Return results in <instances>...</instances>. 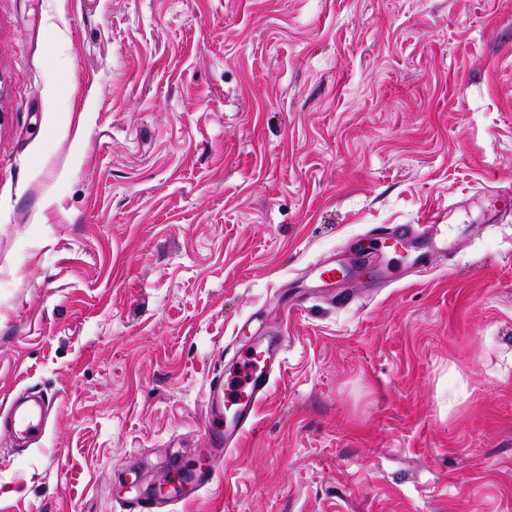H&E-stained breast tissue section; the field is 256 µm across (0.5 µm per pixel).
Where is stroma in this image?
Listing matches in <instances>:
<instances>
[{"label": "stroma", "instance_id": "obj_1", "mask_svg": "<svg viewBox=\"0 0 512 512\" xmlns=\"http://www.w3.org/2000/svg\"><path fill=\"white\" fill-rule=\"evenodd\" d=\"M512 0H0V512H121L209 460L224 346L288 324L176 512H512ZM442 213L431 269L320 257ZM342 274V266L332 255L324 258L311 269V280L316 285L315 288H327L333 285L336 278ZM288 330L283 323L266 336H259L240 351L224 374H214L205 398L204 429L210 447L206 466L180 470L166 493L147 487L127 501L126 512H156L163 504L175 506L201 493L216 478L224 454L236 447L240 437L252 429L260 403L272 394L276 378L285 369ZM49 405V400L45 397L31 403L18 402V398L15 397L9 408L8 417L12 421L16 415H24L26 426L20 430L13 429L11 433L41 440L45 433V413Z\"/></svg>", "mask_w": 512, "mask_h": 512}]
</instances>
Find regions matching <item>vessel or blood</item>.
I'll return each mask as SVG.
<instances>
[{"mask_svg": "<svg viewBox=\"0 0 512 512\" xmlns=\"http://www.w3.org/2000/svg\"><path fill=\"white\" fill-rule=\"evenodd\" d=\"M444 220V215L438 213L423 218L418 224L384 227L381 236L398 243L417 239L418 244L409 255L408 267L417 273H425L429 270L431 255L448 249V227ZM342 273V266L335 257L329 256L312 268L311 280L316 287L326 288ZM287 344V328L275 326L269 335L256 338L240 351L223 373L211 377L206 390L203 422L210 447L209 463L180 470L176 483L170 485L167 492L158 493L154 488H146L137 498L128 501L126 512H157L162 505H177L199 495L215 480L218 464L236 447L240 437L253 428L258 405L270 398L274 382L285 368ZM48 406L49 401L45 398L30 403L12 402L10 415L21 414L26 418L20 436L43 438Z\"/></svg>", "mask_w": 512, "mask_h": 512, "instance_id": "1", "label": "vessel or blood"}]
</instances>
